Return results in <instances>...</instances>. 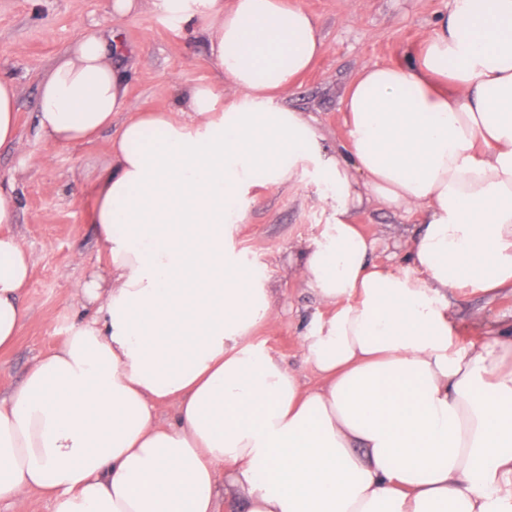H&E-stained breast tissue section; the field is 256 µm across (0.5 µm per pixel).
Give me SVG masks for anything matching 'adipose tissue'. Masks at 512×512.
<instances>
[{"instance_id":"obj_1","label":"adipose tissue","mask_w":512,"mask_h":512,"mask_svg":"<svg viewBox=\"0 0 512 512\" xmlns=\"http://www.w3.org/2000/svg\"><path fill=\"white\" fill-rule=\"evenodd\" d=\"M204 23L235 96L200 84L139 113L84 29L43 79L49 145L88 142L126 113L89 222L106 275L93 305L0 399V503L42 490L54 512H512V334L455 343L454 294L512 288V0H452L401 64L362 68L347 137L277 104L324 51L288 0H155ZM317 173L329 218L299 273L325 313L301 338L302 387L252 342L279 310L236 252L242 203ZM375 199L420 228L392 270L353 212ZM31 257L0 235V351L25 325ZM174 417L160 424L158 407Z\"/></svg>"}]
</instances>
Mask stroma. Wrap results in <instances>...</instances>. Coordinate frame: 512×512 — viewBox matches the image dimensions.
<instances>
[{
    "mask_svg": "<svg viewBox=\"0 0 512 512\" xmlns=\"http://www.w3.org/2000/svg\"><path fill=\"white\" fill-rule=\"evenodd\" d=\"M318 21L325 52L315 60L280 105L316 119L328 147L346 140L342 98L348 84L367 65L401 62L405 54L433 36L448 0H294ZM119 26L131 53L116 58L127 95L138 108L170 109L177 90L222 85L223 77L197 27L163 20L144 8L113 23L107 0H0V72L18 87L20 140L0 146V180H12L16 221L7 230L33 258L26 298L29 318L13 348L0 353V396L23 381L32 363L59 346L73 324L88 315L73 285L106 267L103 248L89 222L91 185L111 163L114 130L106 129L82 145H45L37 135L39 85L89 23ZM314 179L266 189L245 207L235 240L245 259L267 275L280 319L259 330L254 344L280 357L308 387L318 377L303 365L300 337L322 307L299 275L296 244L318 235L329 215ZM356 221L376 241V263L397 267L417 225L366 202ZM457 335L467 339L497 322L512 327V289L499 295L461 296L454 301Z\"/></svg>",
    "mask_w": 512,
    "mask_h": 512,
    "instance_id": "obj_1",
    "label": "stroma"
}]
</instances>
